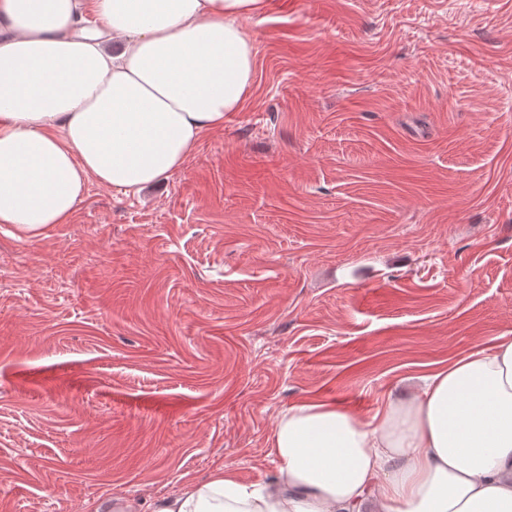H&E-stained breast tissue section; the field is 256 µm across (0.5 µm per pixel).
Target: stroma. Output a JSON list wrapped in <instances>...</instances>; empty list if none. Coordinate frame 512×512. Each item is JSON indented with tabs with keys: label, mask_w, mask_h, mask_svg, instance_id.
<instances>
[{
	"label": "stroma",
	"mask_w": 512,
	"mask_h": 512,
	"mask_svg": "<svg viewBox=\"0 0 512 512\" xmlns=\"http://www.w3.org/2000/svg\"><path fill=\"white\" fill-rule=\"evenodd\" d=\"M182 169L0 225V512L272 479L279 414L370 419L512 336V0H263Z\"/></svg>",
	"instance_id": "obj_1"
}]
</instances>
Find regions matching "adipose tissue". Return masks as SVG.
<instances>
[{
  "label": "adipose tissue",
  "mask_w": 512,
  "mask_h": 512,
  "mask_svg": "<svg viewBox=\"0 0 512 512\" xmlns=\"http://www.w3.org/2000/svg\"><path fill=\"white\" fill-rule=\"evenodd\" d=\"M262 0H0V224L68 221L89 182L181 169L255 77ZM275 477L214 472L152 512H512V338L414 377L363 421L305 400L271 434Z\"/></svg>",
  "instance_id": "1"
}]
</instances>
